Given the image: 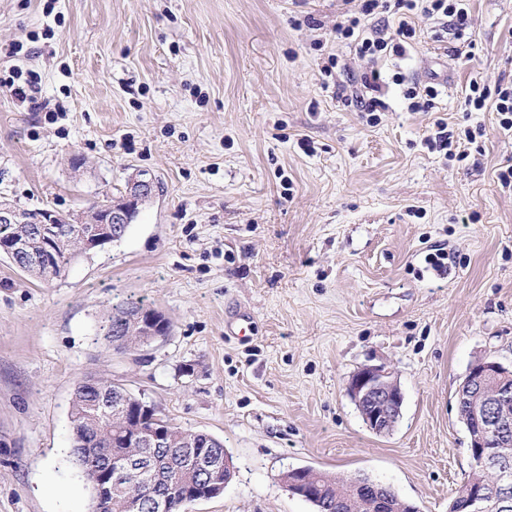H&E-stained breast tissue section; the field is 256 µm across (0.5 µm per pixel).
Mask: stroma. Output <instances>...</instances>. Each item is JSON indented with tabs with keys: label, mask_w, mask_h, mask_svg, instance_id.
Masks as SVG:
<instances>
[{
	"label": "stroma",
	"mask_w": 512,
	"mask_h": 512,
	"mask_svg": "<svg viewBox=\"0 0 512 512\" xmlns=\"http://www.w3.org/2000/svg\"><path fill=\"white\" fill-rule=\"evenodd\" d=\"M468 5V54L421 20L371 125L337 90L366 68L337 0H0V80L38 89H0V198L66 216L159 186L52 282L0 257V512H89L69 421L87 376L223 440L236 474L188 512H313L278 480L298 467L448 512L471 470L456 392L475 361L512 364V133L460 108L472 78L512 80V0ZM332 56L349 74H323ZM397 71L437 83L435 109L409 111ZM439 118L476 131L465 158L426 148ZM127 297L171 329L105 351ZM238 318L250 335L225 334ZM371 365L404 396L387 435L346 392Z\"/></svg>",
	"instance_id": "1"
}]
</instances>
